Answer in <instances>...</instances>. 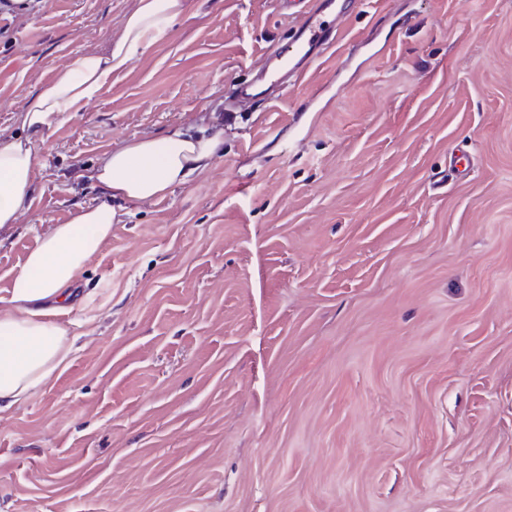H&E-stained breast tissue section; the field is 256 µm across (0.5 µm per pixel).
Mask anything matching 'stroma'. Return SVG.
<instances>
[{
    "label": "stroma",
    "instance_id": "35a3bbf8",
    "mask_svg": "<svg viewBox=\"0 0 512 512\" xmlns=\"http://www.w3.org/2000/svg\"><path fill=\"white\" fill-rule=\"evenodd\" d=\"M137 0H45L0 39V137ZM293 0H186L40 145L0 297L132 137L223 132L117 203L65 370L0 413V512H512V0H359L268 107L231 113ZM467 150L472 166L451 162Z\"/></svg>",
    "mask_w": 512,
    "mask_h": 512
}]
</instances>
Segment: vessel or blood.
Returning <instances> with one entry per match:
<instances>
[{"mask_svg":"<svg viewBox=\"0 0 512 512\" xmlns=\"http://www.w3.org/2000/svg\"><path fill=\"white\" fill-rule=\"evenodd\" d=\"M350 12L348 0H307L296 38L279 47L275 63L260 73L258 83L238 84V96L268 103L269 89L293 71L314 64L322 49L335 43Z\"/></svg>","mask_w":512,"mask_h":512,"instance_id":"vessel-or-blood-1","label":"vessel or blood"}]
</instances>
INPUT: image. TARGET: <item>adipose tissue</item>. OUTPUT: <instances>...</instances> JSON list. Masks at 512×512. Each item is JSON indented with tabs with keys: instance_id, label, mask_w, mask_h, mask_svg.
Masks as SVG:
<instances>
[{
	"instance_id": "obj_1",
	"label": "adipose tissue",
	"mask_w": 512,
	"mask_h": 512,
	"mask_svg": "<svg viewBox=\"0 0 512 512\" xmlns=\"http://www.w3.org/2000/svg\"><path fill=\"white\" fill-rule=\"evenodd\" d=\"M184 8V0H138L105 52L75 55L18 112L21 134L0 140V227L17 222L32 194L38 145L24 130L51 128L58 115L92 99L113 74L161 39ZM223 150L221 134L175 129L128 140L99 158L92 177L102 203L79 207L68 223L52 225L15 275L0 309V412L46 384L73 353L66 329L53 316L74 302V282L111 237L118 221L113 201L165 197Z\"/></svg>"
}]
</instances>
